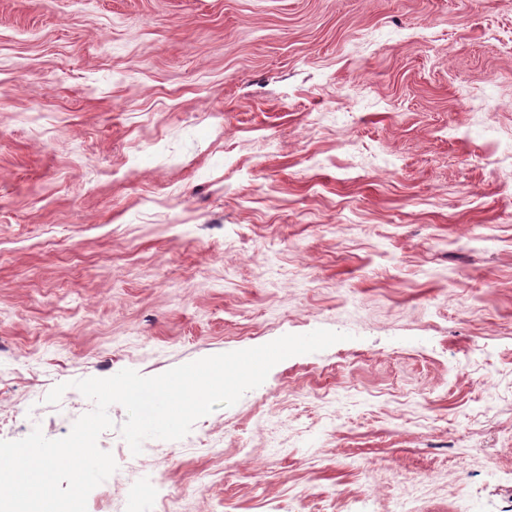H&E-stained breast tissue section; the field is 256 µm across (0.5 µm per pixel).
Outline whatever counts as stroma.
I'll return each instance as SVG.
<instances>
[{
    "label": "stroma",
    "mask_w": 512,
    "mask_h": 512,
    "mask_svg": "<svg viewBox=\"0 0 512 512\" xmlns=\"http://www.w3.org/2000/svg\"><path fill=\"white\" fill-rule=\"evenodd\" d=\"M320 328L87 512H512V0H0V440Z\"/></svg>",
    "instance_id": "1"
}]
</instances>
